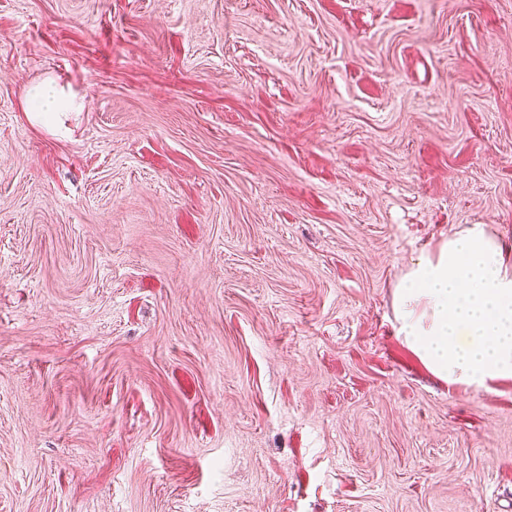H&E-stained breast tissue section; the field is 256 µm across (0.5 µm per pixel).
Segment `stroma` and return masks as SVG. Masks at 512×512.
<instances>
[{
	"label": "stroma",
	"instance_id": "stroma-1",
	"mask_svg": "<svg viewBox=\"0 0 512 512\" xmlns=\"http://www.w3.org/2000/svg\"><path fill=\"white\" fill-rule=\"evenodd\" d=\"M476 224L512 0H0V512H512V378L394 306ZM26 107L36 122H45L57 112L78 110L82 106L81 97L60 87L55 80L48 78L32 86L26 94Z\"/></svg>",
	"mask_w": 512,
	"mask_h": 512
}]
</instances>
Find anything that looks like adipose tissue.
<instances>
[{
  "label": "adipose tissue",
  "instance_id": "ef3b65f1",
  "mask_svg": "<svg viewBox=\"0 0 512 512\" xmlns=\"http://www.w3.org/2000/svg\"><path fill=\"white\" fill-rule=\"evenodd\" d=\"M32 119L77 110L81 97L46 79L26 94ZM399 332L426 367L451 383L512 377V269L480 226L420 258L397 297Z\"/></svg>",
  "mask_w": 512,
  "mask_h": 512
}]
</instances>
